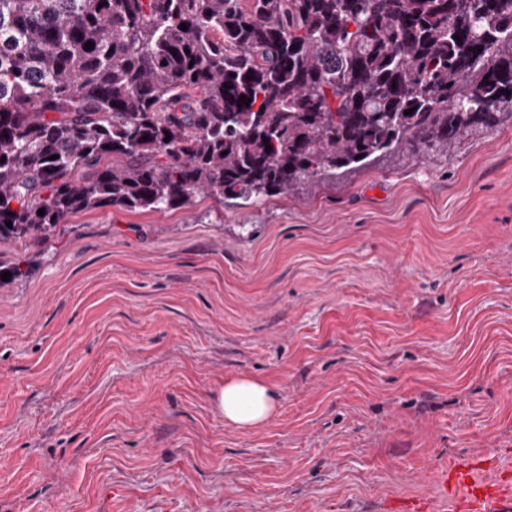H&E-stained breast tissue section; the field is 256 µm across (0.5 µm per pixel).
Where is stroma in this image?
<instances>
[{
    "label": "stroma",
    "mask_w": 512,
    "mask_h": 512,
    "mask_svg": "<svg viewBox=\"0 0 512 512\" xmlns=\"http://www.w3.org/2000/svg\"><path fill=\"white\" fill-rule=\"evenodd\" d=\"M0 512H383L512 450V120L243 208L0 240ZM264 379L240 431L213 406ZM214 406L226 425L246 431L264 425L275 413L276 401L262 379L236 377L224 382Z\"/></svg>",
    "instance_id": "1"
}]
</instances>
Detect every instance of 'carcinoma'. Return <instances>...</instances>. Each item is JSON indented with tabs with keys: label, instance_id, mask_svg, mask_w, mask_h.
Wrapping results in <instances>:
<instances>
[{
	"label": "carcinoma",
	"instance_id": "cac0c4a2",
	"mask_svg": "<svg viewBox=\"0 0 512 512\" xmlns=\"http://www.w3.org/2000/svg\"><path fill=\"white\" fill-rule=\"evenodd\" d=\"M511 107L512 0H0V239L286 194Z\"/></svg>",
	"mask_w": 512,
	"mask_h": 512
}]
</instances>
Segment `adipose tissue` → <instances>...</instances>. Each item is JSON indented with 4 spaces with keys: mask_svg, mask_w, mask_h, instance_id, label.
I'll use <instances>...</instances> for the list:
<instances>
[{
    "mask_svg": "<svg viewBox=\"0 0 512 512\" xmlns=\"http://www.w3.org/2000/svg\"><path fill=\"white\" fill-rule=\"evenodd\" d=\"M226 425L246 431L264 425L276 410V401L265 381L236 377L225 381L214 400Z\"/></svg>",
    "mask_w": 512,
    "mask_h": 512,
    "instance_id": "1",
    "label": "adipose tissue"
}]
</instances>
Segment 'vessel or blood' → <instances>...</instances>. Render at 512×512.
Returning <instances> with one entry per match:
<instances>
[{
	"instance_id": "vessel-or-blood-1",
	"label": "vessel or blood",
	"mask_w": 512,
	"mask_h": 512,
	"mask_svg": "<svg viewBox=\"0 0 512 512\" xmlns=\"http://www.w3.org/2000/svg\"><path fill=\"white\" fill-rule=\"evenodd\" d=\"M438 499L420 494L400 512H512V454L446 465L435 475Z\"/></svg>"
}]
</instances>
